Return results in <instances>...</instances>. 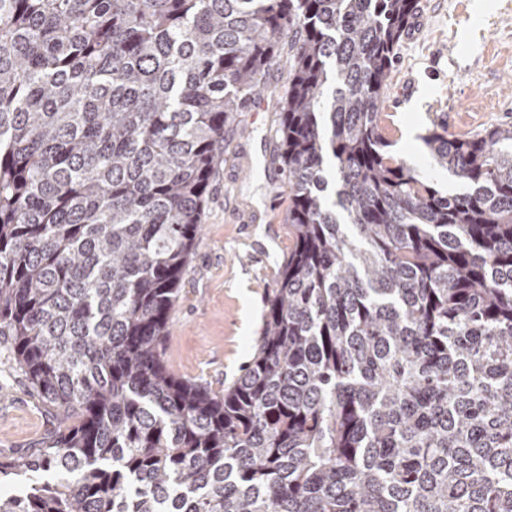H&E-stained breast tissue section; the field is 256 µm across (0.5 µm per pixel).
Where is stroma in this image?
Returning <instances> with one entry per match:
<instances>
[{"mask_svg": "<svg viewBox=\"0 0 512 512\" xmlns=\"http://www.w3.org/2000/svg\"><path fill=\"white\" fill-rule=\"evenodd\" d=\"M420 6L397 51L382 125L393 155L454 194L460 185L432 165L422 137L436 122L454 137L512 125V0ZM268 86L226 134L163 345L170 372L215 392L251 360L266 297L292 248L273 101L288 86L287 61L273 67ZM62 423V412L41 399L0 342V456L41 447Z\"/></svg>", "mask_w": 512, "mask_h": 512, "instance_id": "stroma-1", "label": "stroma"}]
</instances>
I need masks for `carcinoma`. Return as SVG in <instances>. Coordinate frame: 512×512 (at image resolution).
<instances>
[{"label":"carcinoma","mask_w":512,"mask_h":512,"mask_svg":"<svg viewBox=\"0 0 512 512\" xmlns=\"http://www.w3.org/2000/svg\"><path fill=\"white\" fill-rule=\"evenodd\" d=\"M419 0H0V338L77 415L0 512H512V125L380 128ZM291 51L293 247L216 393L163 341L224 134Z\"/></svg>","instance_id":"1"}]
</instances>
